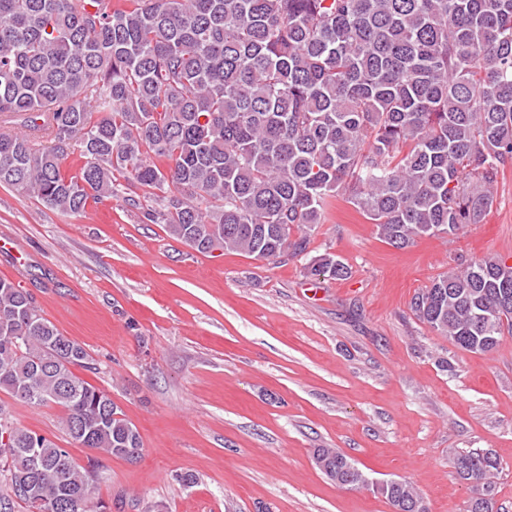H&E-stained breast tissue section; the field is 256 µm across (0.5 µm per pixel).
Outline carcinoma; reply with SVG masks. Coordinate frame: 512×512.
<instances>
[{
    "label": "carcinoma",
    "instance_id": "1",
    "mask_svg": "<svg viewBox=\"0 0 512 512\" xmlns=\"http://www.w3.org/2000/svg\"><path fill=\"white\" fill-rule=\"evenodd\" d=\"M0 185L61 214L118 192L162 196L145 217L199 253L265 260L310 253L302 228L340 197L405 249L483 223L512 165V0H0ZM46 131L51 145L32 134ZM83 159L64 172L73 153ZM313 276L344 280L335 254ZM410 309L459 349L488 354L512 335V266L482 259L419 289ZM90 356L0 278V391L63 411L83 448L135 460L142 441L112 398L74 369ZM8 493L27 512H91L100 465L0 423ZM339 487L368 485L401 512H426L398 480L370 482L317 448ZM481 478L467 512H494L500 461L453 458Z\"/></svg>",
    "mask_w": 512,
    "mask_h": 512
}]
</instances>
